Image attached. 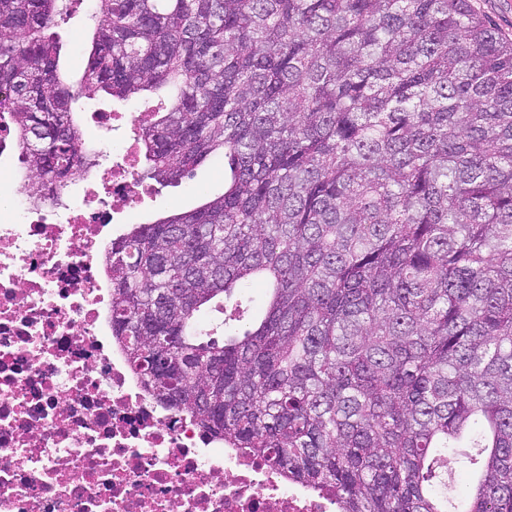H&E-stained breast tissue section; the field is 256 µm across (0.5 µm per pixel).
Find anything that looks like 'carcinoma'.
<instances>
[{
    "instance_id": "1",
    "label": "carcinoma",
    "mask_w": 512,
    "mask_h": 512,
    "mask_svg": "<svg viewBox=\"0 0 512 512\" xmlns=\"http://www.w3.org/2000/svg\"><path fill=\"white\" fill-rule=\"evenodd\" d=\"M72 4L0 0V130L35 204L96 166L58 72ZM92 18L84 88L156 95L139 180L230 170L112 240V338L146 389L340 512H512V39L471 0H94ZM243 280L267 288L249 327Z\"/></svg>"
}]
</instances>
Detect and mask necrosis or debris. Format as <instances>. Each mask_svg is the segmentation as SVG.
I'll list each match as a JSON object with an SVG mask.
<instances>
[{
	"mask_svg": "<svg viewBox=\"0 0 512 512\" xmlns=\"http://www.w3.org/2000/svg\"><path fill=\"white\" fill-rule=\"evenodd\" d=\"M79 207L0 215V512H336L145 391L112 337L104 258L133 208L136 137Z\"/></svg>",
	"mask_w": 512,
	"mask_h": 512,
	"instance_id": "obj_1",
	"label": "necrosis or debris"
}]
</instances>
